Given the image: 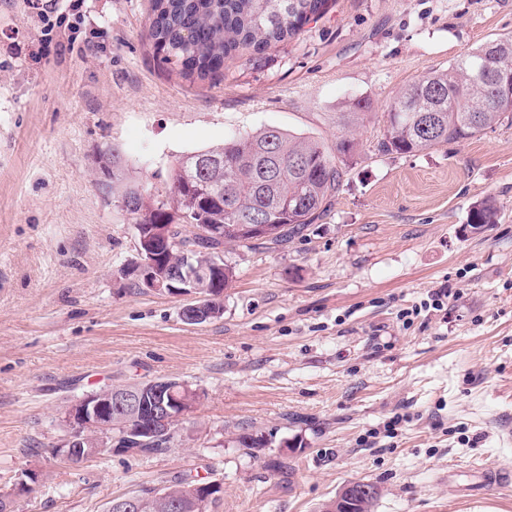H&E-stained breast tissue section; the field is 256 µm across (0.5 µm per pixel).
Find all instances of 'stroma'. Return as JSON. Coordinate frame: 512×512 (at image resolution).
Listing matches in <instances>:
<instances>
[{"mask_svg":"<svg viewBox=\"0 0 512 512\" xmlns=\"http://www.w3.org/2000/svg\"><path fill=\"white\" fill-rule=\"evenodd\" d=\"M33 0H0V494L15 512H108L178 477L220 483L209 512H323L352 481L371 512H512V127L409 155L377 145L395 93L512 37V0H329L215 82L163 62L151 0H80L72 51ZM366 104L343 186L274 249L228 246L224 312L136 288L135 231L96 187L105 145L162 186L186 154L264 127L327 145ZM493 198L495 223L469 226ZM447 287V312L402 310ZM176 378L200 394L168 451L54 455L66 405ZM263 435V448L240 439Z\"/></svg>","mask_w":512,"mask_h":512,"instance_id":"1","label":"stroma"}]
</instances>
